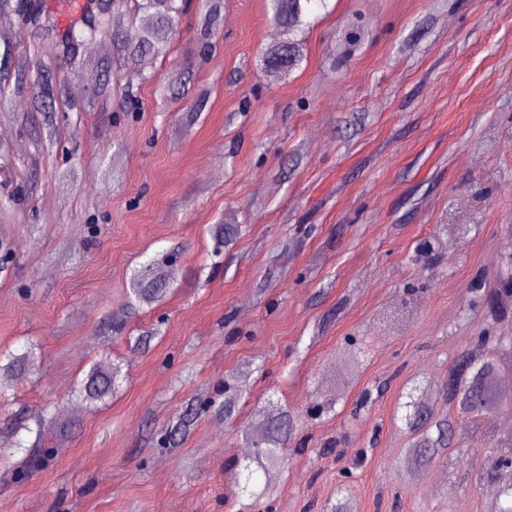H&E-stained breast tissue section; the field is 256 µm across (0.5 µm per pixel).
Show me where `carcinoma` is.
Returning <instances> with one entry per match:
<instances>
[{"label":"carcinoma","instance_id":"carcinoma-1","mask_svg":"<svg viewBox=\"0 0 512 512\" xmlns=\"http://www.w3.org/2000/svg\"><path fill=\"white\" fill-rule=\"evenodd\" d=\"M311 0H268L271 19L281 31V39L260 56L261 69L269 73L288 75L305 60L304 39L298 37L304 26V11ZM188 7L187 0H87L79 15L65 28L57 16L45 6L44 0H0V13L13 12L25 17L32 42L0 55V102L20 90L32 93L36 112H80L82 105L68 100L64 89L53 74L55 65L66 62L79 66L78 75L85 81L90 98L112 96V87L122 89L121 100L132 97L135 89L150 80V75L138 68H128L122 61L136 57L156 60L169 56L179 34L181 18ZM195 9L203 19L200 29L201 53L208 52L222 31V0H195ZM110 33L112 60L85 67L72 43L95 42L100 30ZM192 74L180 72L160 86L157 93L163 101L181 100L189 93ZM139 288L128 297L130 307L139 306L161 297L166 283L155 275V260L144 263L134 274ZM512 294V280L501 288L478 289L472 296L473 307L493 320L507 316L512 310L503 306L500 297ZM482 349L481 358L471 363L466 372L458 368L470 356L460 353L448 370V376L437 385L441 398L457 411V416L438 415L421 394L431 382L414 383L400 403V420L409 436L403 463L407 469L434 463L463 431L462 419L477 421L486 415L512 413V390H493L491 383L500 375L512 371V338L492 336L485 329L474 337ZM117 375L92 371L84 385L87 397L99 398L113 389ZM263 418L261 429L252 433L242 428L247 447L253 452L237 464L243 477L241 490L251 496L270 493L269 485L255 490L253 475L275 462L278 451L296 433L298 420L290 411L274 402ZM482 475L499 478L504 469H512V442L495 440L490 445ZM492 512H512V484L497 483Z\"/></svg>","mask_w":512,"mask_h":512}]
</instances>
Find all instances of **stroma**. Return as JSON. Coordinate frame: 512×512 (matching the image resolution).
I'll return each mask as SVG.
<instances>
[{"instance_id":"stroma-1","label":"stroma","mask_w":512,"mask_h":512,"mask_svg":"<svg viewBox=\"0 0 512 512\" xmlns=\"http://www.w3.org/2000/svg\"><path fill=\"white\" fill-rule=\"evenodd\" d=\"M222 13L211 55L192 12L145 61L137 110L0 103V143L35 178L0 217V351L26 359L0 377V512H328L340 490L354 512H487L476 450L504 415L411 477L394 414L484 328L472 289L512 274V0L314 2L285 77L257 64L267 0ZM185 69L193 94L160 100ZM221 224L241 233L217 255ZM444 224L468 231L423 251ZM169 251L167 294L131 314L135 268ZM115 367V393L79 396ZM318 393L334 413L308 415ZM271 400L300 440L256 501L236 483L241 429Z\"/></svg>"}]
</instances>
